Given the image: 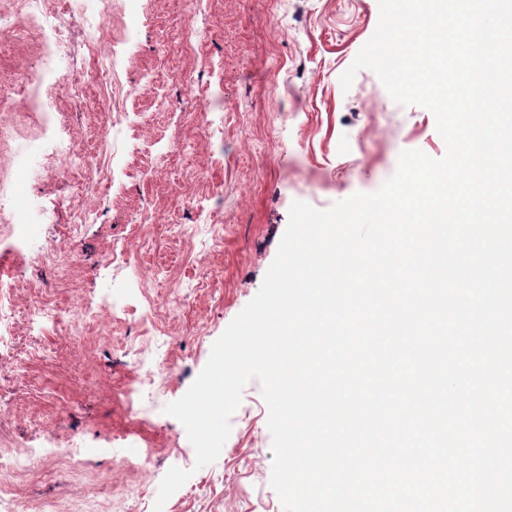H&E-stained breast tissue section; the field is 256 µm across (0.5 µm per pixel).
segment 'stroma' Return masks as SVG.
I'll return each instance as SVG.
<instances>
[{"instance_id":"1","label":"stroma","mask_w":512,"mask_h":512,"mask_svg":"<svg viewBox=\"0 0 512 512\" xmlns=\"http://www.w3.org/2000/svg\"><path fill=\"white\" fill-rule=\"evenodd\" d=\"M378 21V0H84L53 75L38 24L0 31V455L27 460L0 471V512H153L174 466L193 475L163 512H284L258 381L200 469L164 407L259 291L293 202L445 155L433 113L372 70L342 88ZM49 239L62 255L39 262Z\"/></svg>"}]
</instances>
